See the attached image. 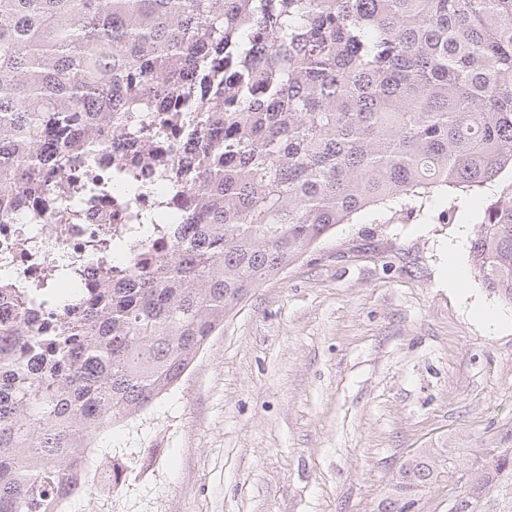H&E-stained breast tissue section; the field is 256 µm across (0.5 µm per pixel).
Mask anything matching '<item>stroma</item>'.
Segmentation results:
<instances>
[{
    "label": "stroma",
    "instance_id": "obj_1",
    "mask_svg": "<svg viewBox=\"0 0 512 512\" xmlns=\"http://www.w3.org/2000/svg\"><path fill=\"white\" fill-rule=\"evenodd\" d=\"M458 217H357L253 288L152 408L143 500L169 512H376L413 450L512 434V306L447 288Z\"/></svg>",
    "mask_w": 512,
    "mask_h": 512
}]
</instances>
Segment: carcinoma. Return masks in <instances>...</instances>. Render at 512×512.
Returning <instances> with one entry per match:
<instances>
[{
    "mask_svg": "<svg viewBox=\"0 0 512 512\" xmlns=\"http://www.w3.org/2000/svg\"><path fill=\"white\" fill-rule=\"evenodd\" d=\"M219 53L208 100L170 114ZM148 110L224 131L184 171L204 223L104 281L76 321L0 329V512L94 495L87 449L167 394L252 289L368 211L486 196L472 270L512 305V0H0V216L20 167L38 195ZM49 134L57 152L33 161ZM458 466L455 512H512V435L413 452L377 512H405Z\"/></svg>",
    "mask_w": 512,
    "mask_h": 512,
    "instance_id": "carcinoma-1",
    "label": "carcinoma"
}]
</instances>
